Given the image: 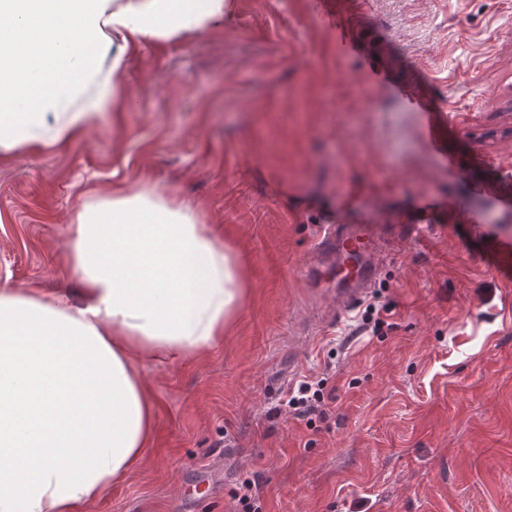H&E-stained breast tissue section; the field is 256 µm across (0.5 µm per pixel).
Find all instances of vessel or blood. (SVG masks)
Masks as SVG:
<instances>
[{
    "mask_svg": "<svg viewBox=\"0 0 512 512\" xmlns=\"http://www.w3.org/2000/svg\"><path fill=\"white\" fill-rule=\"evenodd\" d=\"M382 238L371 224L329 225L319 235L314 252L322 266L336 272V294L343 307L358 304L380 274Z\"/></svg>",
    "mask_w": 512,
    "mask_h": 512,
    "instance_id": "obj_1",
    "label": "vessel or blood"
}]
</instances>
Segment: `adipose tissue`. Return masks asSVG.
<instances>
[{"label":"adipose tissue","mask_w":512,"mask_h":512,"mask_svg":"<svg viewBox=\"0 0 512 512\" xmlns=\"http://www.w3.org/2000/svg\"><path fill=\"white\" fill-rule=\"evenodd\" d=\"M230 0H0V153L66 145L118 96L130 50L223 26ZM78 299L0 289V512H78L139 467L155 424L140 364L221 341L233 251L146 182L69 227Z\"/></svg>","instance_id":"1"}]
</instances>
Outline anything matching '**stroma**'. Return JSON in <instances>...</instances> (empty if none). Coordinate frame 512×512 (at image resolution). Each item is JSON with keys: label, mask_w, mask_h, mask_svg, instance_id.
<instances>
[{"label": "stroma", "mask_w": 512, "mask_h": 512, "mask_svg": "<svg viewBox=\"0 0 512 512\" xmlns=\"http://www.w3.org/2000/svg\"><path fill=\"white\" fill-rule=\"evenodd\" d=\"M233 2L129 52L125 105L70 144L0 154V289L76 293L73 213L137 181L242 271L222 342L144 365L149 456L81 512H242L247 478L258 512H512V0ZM326 224L392 243L379 333L306 284ZM304 376L325 403L298 417ZM326 379L313 381L310 379L299 380L288 389L286 403L301 416L315 412L324 403V390Z\"/></svg>", "instance_id": "35a3bbf8"}]
</instances>
